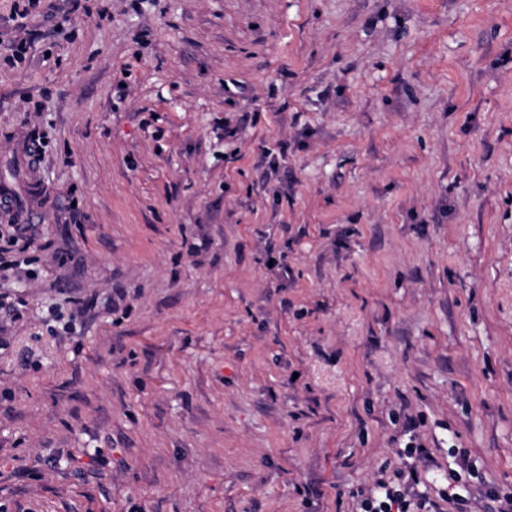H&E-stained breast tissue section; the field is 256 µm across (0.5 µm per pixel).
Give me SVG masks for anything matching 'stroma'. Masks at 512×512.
Listing matches in <instances>:
<instances>
[{
    "label": "stroma",
    "instance_id": "35a3bbf8",
    "mask_svg": "<svg viewBox=\"0 0 512 512\" xmlns=\"http://www.w3.org/2000/svg\"><path fill=\"white\" fill-rule=\"evenodd\" d=\"M14 3L0 512L512 493V0Z\"/></svg>",
    "mask_w": 512,
    "mask_h": 512
}]
</instances>
